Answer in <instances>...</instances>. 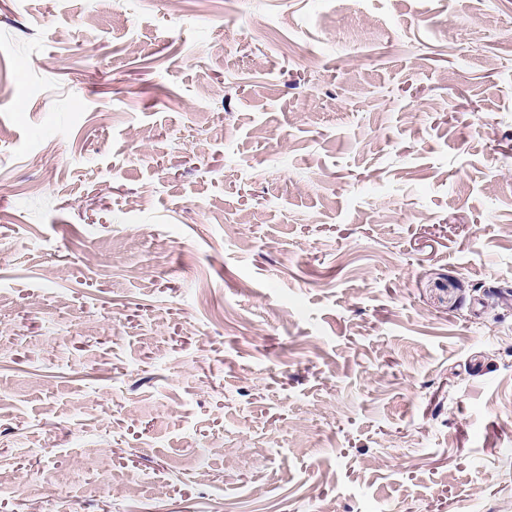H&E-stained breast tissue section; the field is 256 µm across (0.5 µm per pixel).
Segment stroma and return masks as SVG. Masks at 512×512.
I'll return each instance as SVG.
<instances>
[{
  "label": "stroma",
  "mask_w": 512,
  "mask_h": 512,
  "mask_svg": "<svg viewBox=\"0 0 512 512\" xmlns=\"http://www.w3.org/2000/svg\"><path fill=\"white\" fill-rule=\"evenodd\" d=\"M0 512H512V0H0Z\"/></svg>",
  "instance_id": "35a3bbf8"
}]
</instances>
